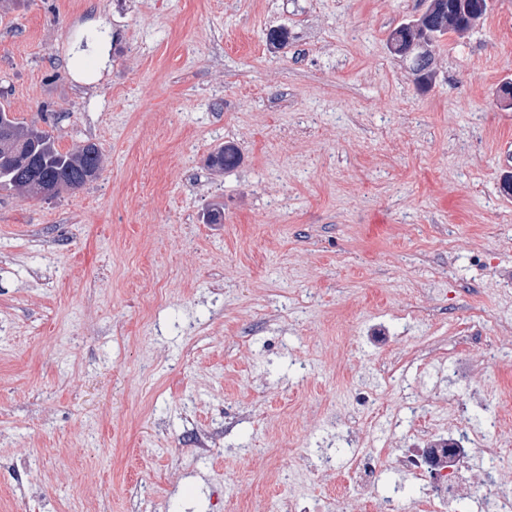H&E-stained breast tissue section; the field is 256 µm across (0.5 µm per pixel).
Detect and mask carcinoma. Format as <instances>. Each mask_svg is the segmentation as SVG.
<instances>
[{
    "label": "carcinoma",
    "instance_id": "1",
    "mask_svg": "<svg viewBox=\"0 0 512 512\" xmlns=\"http://www.w3.org/2000/svg\"><path fill=\"white\" fill-rule=\"evenodd\" d=\"M455 0H432L429 12L417 19L433 33L438 42L450 32L458 31L452 7ZM409 22L400 24L391 34L397 52L409 49ZM433 56L412 55L406 60L409 70L422 80L426 77ZM7 126L10 138L0 142V189H14L42 198L57 197L94 181L100 171L101 156L94 143H87L74 152H61L55 139L44 130L29 126L0 108V127ZM239 161L238 150L232 145L218 149L210 158L211 167L219 170L234 168Z\"/></svg>",
    "mask_w": 512,
    "mask_h": 512
}]
</instances>
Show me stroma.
I'll use <instances>...</instances> for the list:
<instances>
[{
	"label": "stroma",
	"instance_id": "1",
	"mask_svg": "<svg viewBox=\"0 0 512 512\" xmlns=\"http://www.w3.org/2000/svg\"><path fill=\"white\" fill-rule=\"evenodd\" d=\"M427 5L0 0V105L101 152L0 190V512H417L396 469L344 487L350 436L415 446L364 393L512 449V0L422 87L388 40Z\"/></svg>",
	"mask_w": 512,
	"mask_h": 512
}]
</instances>
